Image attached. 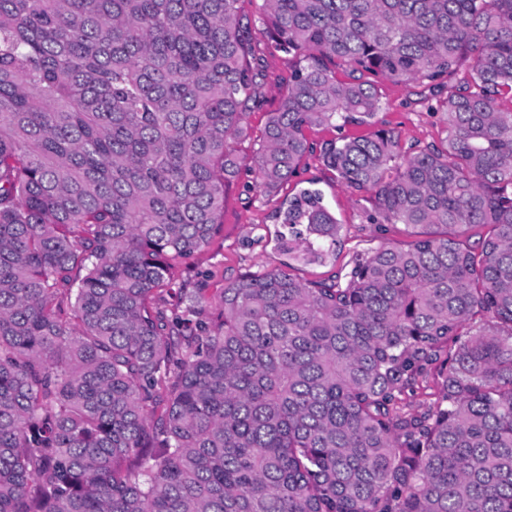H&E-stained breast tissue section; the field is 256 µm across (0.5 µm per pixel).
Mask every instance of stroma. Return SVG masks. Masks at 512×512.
Masks as SVG:
<instances>
[{
  "label": "stroma",
  "mask_w": 512,
  "mask_h": 512,
  "mask_svg": "<svg viewBox=\"0 0 512 512\" xmlns=\"http://www.w3.org/2000/svg\"><path fill=\"white\" fill-rule=\"evenodd\" d=\"M262 0H242L241 10L249 21L263 54L260 64L266 74L264 103L247 117L251 137L236 141L240 154L250 157L258 149V136L267 115L276 111L288 90V77L299 64L296 57L275 49L260 23ZM381 108L369 123L355 122L340 127L322 126L308 131L316 151L306 156L297 175L272 194L260 193L253 173L242 171L226 191L224 224L214 243L181 264L178 276L187 287L216 292L224 284L245 273L289 269L303 281L332 283L344 276L356 259L385 243L407 240L404 225L390 224L386 229L367 223L366 211L372 207L366 193L354 191L324 166L319 155L326 143L357 136H367L379 129L398 132L404 148L419 150L440 144L444 133L434 108L440 89L419 83L382 81L379 84ZM319 190L324 204L335 213L340 231L333 251L323 262L289 263L279 246L284 228L276 215L284 202L300 190Z\"/></svg>",
  "instance_id": "obj_1"
}]
</instances>
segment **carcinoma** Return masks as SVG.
Returning a JSON list of instances; mask_svg holds the SVG:
<instances>
[{"mask_svg":"<svg viewBox=\"0 0 512 512\" xmlns=\"http://www.w3.org/2000/svg\"><path fill=\"white\" fill-rule=\"evenodd\" d=\"M240 2L0 0V512H512V0H263L305 65L250 159ZM468 58L441 145L322 152L410 241L168 308L247 163L274 193L307 130L379 111L367 76ZM278 219L306 263L339 233L317 190ZM432 370L434 407L403 411Z\"/></svg>","mask_w":512,"mask_h":512,"instance_id":"cac0c4a2","label":"carcinoma"}]
</instances>
